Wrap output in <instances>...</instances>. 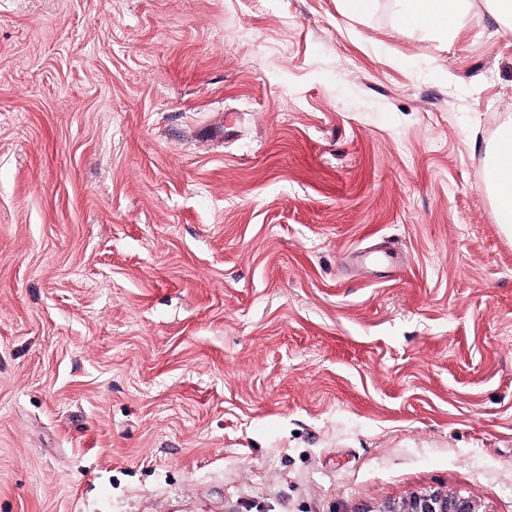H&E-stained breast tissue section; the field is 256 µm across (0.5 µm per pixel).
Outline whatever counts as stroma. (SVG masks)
<instances>
[{"label": "stroma", "mask_w": 512, "mask_h": 512, "mask_svg": "<svg viewBox=\"0 0 512 512\" xmlns=\"http://www.w3.org/2000/svg\"><path fill=\"white\" fill-rule=\"evenodd\" d=\"M510 121L485 11L0 0V512H512ZM399 16L413 28L431 29L448 39L474 8L473 0H399ZM488 183L494 196L497 224L512 233V127L503 129L491 149L487 172ZM366 512H488L484 505L470 496H463L447 488L413 491L398 498L388 499Z\"/></svg>", "instance_id": "obj_1"}]
</instances>
